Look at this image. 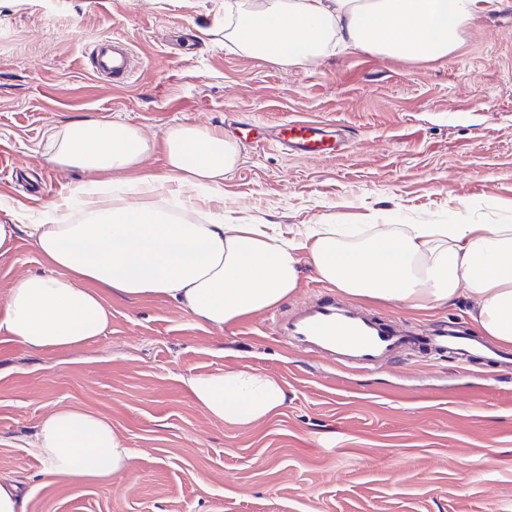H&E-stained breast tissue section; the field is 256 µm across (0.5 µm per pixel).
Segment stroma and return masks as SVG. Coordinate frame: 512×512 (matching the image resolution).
Returning a JSON list of instances; mask_svg holds the SVG:
<instances>
[{
    "instance_id": "35a3bbf8",
    "label": "stroma",
    "mask_w": 512,
    "mask_h": 512,
    "mask_svg": "<svg viewBox=\"0 0 512 512\" xmlns=\"http://www.w3.org/2000/svg\"><path fill=\"white\" fill-rule=\"evenodd\" d=\"M230 0H0V224L38 223L85 186L117 205L111 176L60 168L49 133L121 118L154 148L125 180L153 175L224 223L511 224L512 0H493L460 46L434 61L350 48L297 66L224 44ZM122 37L138 58L116 87L93 48ZM305 119L342 129L331 156L302 158L241 142L224 194L166 180L175 124L236 137V125ZM48 266L26 236L0 255V320L12 282ZM328 285L303 264L278 305L216 329L158 296L107 295L98 339L29 351L0 328V482L25 512H512V370L461 364L419 346L412 357L342 368L273 328ZM375 317L476 334L467 301L413 310L354 301ZM247 369L287 400L246 426L210 417L189 374ZM69 406L100 415L136 452L132 468L77 481L47 473L31 446L40 418Z\"/></svg>"
}]
</instances>
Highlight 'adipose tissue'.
I'll list each match as a JSON object with an SVG mask.
<instances>
[{
	"label": "adipose tissue",
	"mask_w": 512,
	"mask_h": 512,
	"mask_svg": "<svg viewBox=\"0 0 512 512\" xmlns=\"http://www.w3.org/2000/svg\"><path fill=\"white\" fill-rule=\"evenodd\" d=\"M489 0H242L224 39L240 54L301 65L335 50L369 49L415 61L448 56ZM61 168L120 173L153 149L137 126L80 120L48 136ZM168 177L221 192L240 146L208 127L164 133ZM58 208L25 230L48 274L14 280L6 330L26 347L66 349L96 339L112 316L105 296H160L203 324L223 327L271 308L298 286L309 258L318 278L358 299L430 309L465 298L493 341L512 345V225L401 224L354 234L338 224L282 233L275 224H217L173 214L165 204L103 206L61 223ZM186 383L211 417L249 425L277 413L286 392L274 378L237 369L192 374ZM33 446L54 476L107 479L130 470L134 451L111 422L72 407L39 421Z\"/></svg>",
	"instance_id": "ef3b65f1"
}]
</instances>
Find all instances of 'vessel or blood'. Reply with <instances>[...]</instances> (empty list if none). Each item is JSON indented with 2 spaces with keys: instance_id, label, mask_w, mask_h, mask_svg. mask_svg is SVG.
<instances>
[{
  "instance_id": "vessel-or-blood-1",
  "label": "vessel or blood",
  "mask_w": 512,
  "mask_h": 512,
  "mask_svg": "<svg viewBox=\"0 0 512 512\" xmlns=\"http://www.w3.org/2000/svg\"><path fill=\"white\" fill-rule=\"evenodd\" d=\"M97 72L116 82L131 79L134 72L133 51L128 43L115 41L97 45L94 51ZM267 138L297 156L324 155L337 151L340 142L325 127L301 120L273 125ZM275 330L277 335L302 345L342 365L376 366L397 360L415 345L467 360L481 357L505 367H512V354L484 344L461 332L455 324L431 330H402L393 322L343 306L336 298L323 295L313 299L295 317H284Z\"/></svg>"
}]
</instances>
